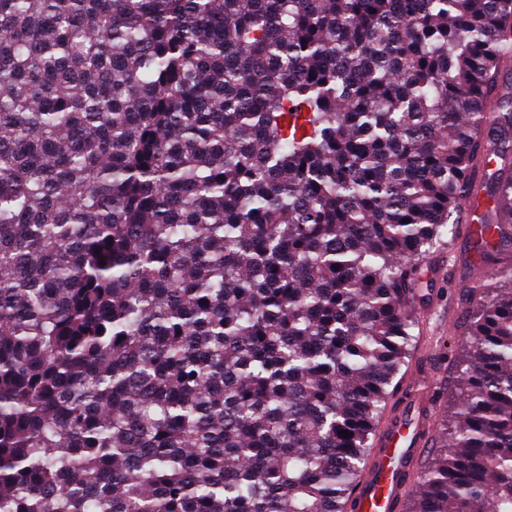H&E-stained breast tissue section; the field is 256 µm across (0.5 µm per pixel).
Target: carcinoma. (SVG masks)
<instances>
[{"label": "carcinoma", "instance_id": "carcinoma-1", "mask_svg": "<svg viewBox=\"0 0 512 512\" xmlns=\"http://www.w3.org/2000/svg\"><path fill=\"white\" fill-rule=\"evenodd\" d=\"M509 70L512 0H0V512H349ZM496 277L405 512H512Z\"/></svg>", "mask_w": 512, "mask_h": 512}]
</instances>
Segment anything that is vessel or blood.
<instances>
[{
  "label": "vessel or blood",
  "mask_w": 512,
  "mask_h": 512,
  "mask_svg": "<svg viewBox=\"0 0 512 512\" xmlns=\"http://www.w3.org/2000/svg\"><path fill=\"white\" fill-rule=\"evenodd\" d=\"M432 384L431 375L415 378L411 396L385 421L365 475L350 499V512H399L432 442Z\"/></svg>",
  "instance_id": "vessel-or-blood-1"
}]
</instances>
